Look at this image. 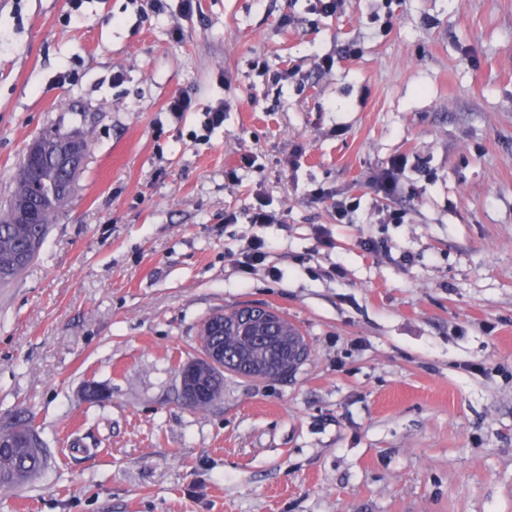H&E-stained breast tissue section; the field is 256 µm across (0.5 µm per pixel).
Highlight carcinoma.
<instances>
[{"mask_svg":"<svg viewBox=\"0 0 512 512\" xmlns=\"http://www.w3.org/2000/svg\"><path fill=\"white\" fill-rule=\"evenodd\" d=\"M73 178L52 157L32 156L25 152L17 167L7 208L0 212V283L17 278L34 260L54 217L60 208L53 190L63 188ZM34 210L32 224L15 222L19 206ZM236 310L224 312L229 324L221 332L199 335V344L216 343L224 349V371L250 380L271 379L273 375L257 371L259 365L276 356L272 344L257 345L253 334L230 324ZM188 385H204L222 391L224 375L203 358L193 357L182 365ZM14 434L9 447L0 448V485L11 486L41 472L47 466V455L36 432L25 422H16L0 430Z\"/></svg>","mask_w":512,"mask_h":512,"instance_id":"1","label":"carcinoma"}]
</instances>
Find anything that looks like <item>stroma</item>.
Wrapping results in <instances>:
<instances>
[{
	"instance_id": "1",
	"label": "stroma",
	"mask_w": 512,
	"mask_h": 512,
	"mask_svg": "<svg viewBox=\"0 0 512 512\" xmlns=\"http://www.w3.org/2000/svg\"><path fill=\"white\" fill-rule=\"evenodd\" d=\"M73 11L0 0V208L43 131L91 141L0 287V426L48 451L0 512H512V0ZM248 302L308 359L189 406L201 322ZM266 247L264 239L258 236L252 237L237 254L236 259H234L235 264L243 273H250L257 265L264 263Z\"/></svg>"
}]
</instances>
